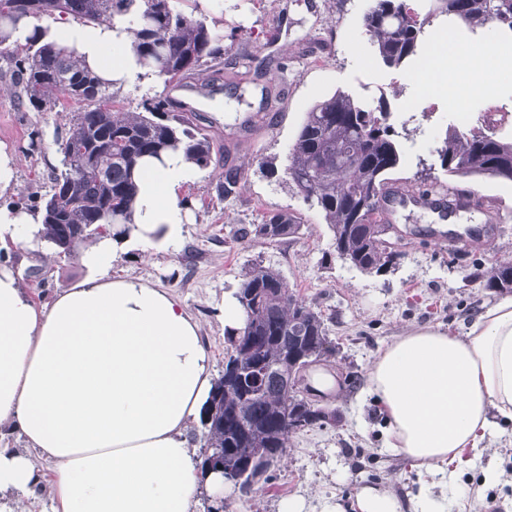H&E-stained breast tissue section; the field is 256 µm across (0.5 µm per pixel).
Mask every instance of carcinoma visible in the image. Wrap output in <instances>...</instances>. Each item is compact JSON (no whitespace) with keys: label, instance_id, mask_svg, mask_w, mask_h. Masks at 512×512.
Returning <instances> with one entry per match:
<instances>
[{"label":"carcinoma","instance_id":"carcinoma-1","mask_svg":"<svg viewBox=\"0 0 512 512\" xmlns=\"http://www.w3.org/2000/svg\"><path fill=\"white\" fill-rule=\"evenodd\" d=\"M441 14L473 27L495 25L512 32V0H432ZM130 17L128 33L137 66L164 85L187 75H205L208 64L224 55L221 38L203 18L174 8L173 0H0V55L9 63L15 93L31 112H54L61 101L79 108L70 113L58 138L60 172L42 198L38 237L59 255L70 256L88 242L130 231L137 194L135 175L145 157L181 149L199 168L210 165L212 146L189 127L182 115L169 113L161 96L147 98L141 111L115 107V94L78 57L75 50L44 42L36 34L23 45L3 46L4 28L21 17L36 27L52 20L111 25ZM366 34L379 57L399 67L417 55L422 43L403 0H374L364 17ZM387 107L372 108L344 92L315 104L290 149L285 173L304 201L320 209L333 233L336 253L358 269L385 272L392 267L393 249L369 229L373 201L401 158L400 145L387 122ZM358 158L354 166L336 160V149ZM444 172L452 177L483 176L512 182V139L484 129H449L435 148ZM240 172L224 171L217 185L226 200L237 195ZM119 229L110 232L108 224ZM297 216L275 212L244 230L256 238L278 240L298 233ZM485 287L512 292V263L491 268ZM237 299L245 312L244 326L227 336V356L238 374L220 377L200 417L205 453L218 456L249 484L247 463L257 451L269 461L285 454L295 419L308 427L327 421L320 407L302 396L286 399L283 379L262 376L257 367L280 363L290 369L299 358H328L335 352L324 319L291 292L276 269L255 264L243 274ZM249 428L236 426L239 417Z\"/></svg>","mask_w":512,"mask_h":512}]
</instances>
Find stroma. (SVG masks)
<instances>
[{
  "instance_id": "1",
  "label": "stroma",
  "mask_w": 512,
  "mask_h": 512,
  "mask_svg": "<svg viewBox=\"0 0 512 512\" xmlns=\"http://www.w3.org/2000/svg\"><path fill=\"white\" fill-rule=\"evenodd\" d=\"M373 0H180L183 11L205 18L224 35L217 76L188 99L161 80L145 77L119 87L117 107L135 109L142 99L167 96L170 108L192 105L193 126L212 143V162L197 170L179 193L191 215L178 251L148 253L127 245L113 274L140 280L180 299L201 328L213 378L224 372V299L236 295L242 273L259 263L277 269L288 289L325 320L336 353L327 363L338 384L327 404L342 416L338 425L314 427L289 440L265 482L250 494L224 500V512H280L284 499L303 501V512H358L356 496L366 486L391 488L403 512H414L420 492L453 499L452 512H467L456 488L481 489L483 512H512V441L494 438L483 458L458 466L453 480L439 481L388 448L385 412L365 395L373 359L405 329L429 326L463 334L499 294L484 277L496 264L512 262V182L488 177L447 178L434 151L456 127L448 98L435 94L437 73H419L420 58L400 68L385 66L364 31ZM370 106L411 116L414 130L398 134L401 162L390 174L420 190L423 169L438 181L474 191L479 209L444 212L395 204L392 222L403 232L395 270L366 274L340 260L321 211L305 203L284 170L297 133L313 105L335 92ZM65 122L54 112L22 111L9 76L0 77V149L18 162L0 206L34 210L50 186L62 155L56 133ZM242 173L236 199L221 200L216 186L227 166ZM290 210L299 234L277 241L237 238L240 227L267 214ZM13 264L31 298L51 302L72 284L90 277L79 257L65 258L46 243L12 252ZM497 466L503 480L483 487V470Z\"/></svg>"
}]
</instances>
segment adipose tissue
Wrapping results in <instances>:
<instances>
[{
	"mask_svg": "<svg viewBox=\"0 0 512 512\" xmlns=\"http://www.w3.org/2000/svg\"><path fill=\"white\" fill-rule=\"evenodd\" d=\"M43 38L74 47L102 79L142 71L123 29L60 20ZM194 166L182 152L144 159L132 240L167 251L183 237L178 191ZM38 216L0 206V250L27 247ZM118 242L83 248L93 278L45 305L0 265V426L27 449L0 448V512L50 486L54 512H195L198 495H233L194 460L188 428L212 389L198 324L173 294L111 274ZM367 389L386 413L387 444L418 464L482 457L497 418L512 420V296L480 313L464 335L413 327L373 361ZM52 464L44 479L38 460Z\"/></svg>",
	"mask_w": 512,
	"mask_h": 512,
	"instance_id": "ef3b65f1",
	"label": "adipose tissue"
}]
</instances>
